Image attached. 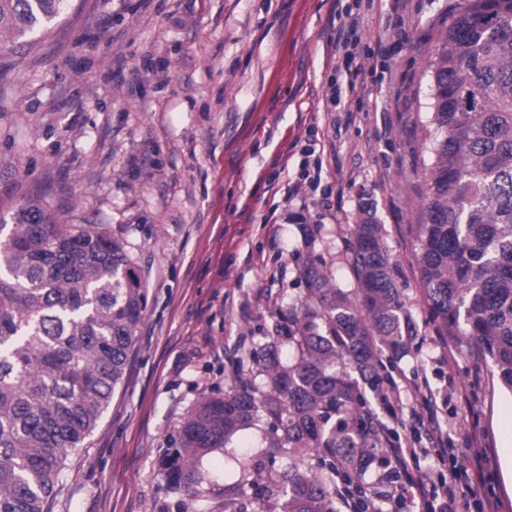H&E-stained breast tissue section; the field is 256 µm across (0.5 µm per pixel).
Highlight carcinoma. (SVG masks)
Returning <instances> with one entry per match:
<instances>
[{
  "label": "carcinoma",
  "mask_w": 512,
  "mask_h": 512,
  "mask_svg": "<svg viewBox=\"0 0 512 512\" xmlns=\"http://www.w3.org/2000/svg\"><path fill=\"white\" fill-rule=\"evenodd\" d=\"M66 0H0V49L58 17ZM429 168L414 225L416 275L440 336L474 343L512 392V0H465L431 63ZM0 224V512H49L67 460L125 376L145 310L124 239L36 201ZM346 292L310 256L305 294L260 350L268 380L202 398L160 459L168 489L202 497L203 459L259 415L263 446L237 459L224 512H341L381 460L369 427L378 353L409 352L411 318L381 227L354 225ZM264 482L273 506L247 488Z\"/></svg>",
  "instance_id": "1"
}]
</instances>
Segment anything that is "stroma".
<instances>
[{
	"mask_svg": "<svg viewBox=\"0 0 512 512\" xmlns=\"http://www.w3.org/2000/svg\"><path fill=\"white\" fill-rule=\"evenodd\" d=\"M461 2L67 0L47 29L0 51V201L33 198L104 225L147 294L124 380L50 512H178L185 500L219 512L220 493L167 490V437L202 396L240 376L263 381L248 357L303 297L308 257L355 288L347 247L366 217L383 228L414 327L409 355H382V371L447 400L454 448L474 434L488 450L476 497L512 512V393L464 337L442 362L415 275L430 64ZM351 11L360 41L344 70L333 44ZM310 138L331 197L271 190L296 176Z\"/></svg>",
	"mask_w": 512,
	"mask_h": 512,
	"instance_id": "35a3bbf8",
	"label": "stroma"
}]
</instances>
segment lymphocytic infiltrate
<instances>
[{
    "label": "lymphocytic infiltrate",
    "instance_id": "obj_1",
    "mask_svg": "<svg viewBox=\"0 0 512 512\" xmlns=\"http://www.w3.org/2000/svg\"><path fill=\"white\" fill-rule=\"evenodd\" d=\"M425 388L422 381L385 375L377 396L386 402L404 391L424 394ZM442 413L436 399L425 396L422 410L413 414L408 434L384 439L387 462L398 481L401 497L418 505L419 512H469L474 505L479 512H497L494 500L487 498L474 504L469 499L474 480L482 476L480 464L487 456L480 438L471 435L466 439L468 464H456L446 471L422 465L425 448H434L440 458L448 453V436L440 424Z\"/></svg>",
    "mask_w": 512,
    "mask_h": 512
}]
</instances>
